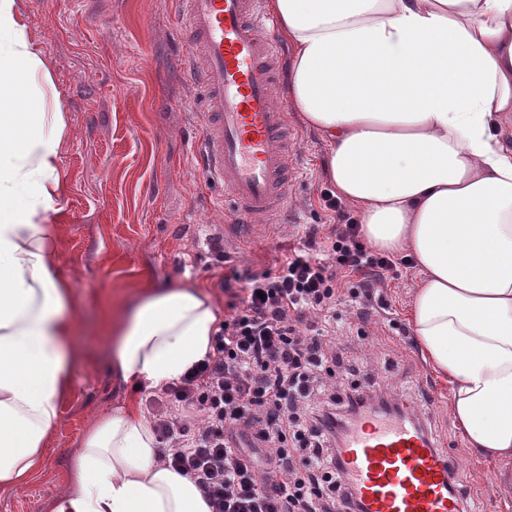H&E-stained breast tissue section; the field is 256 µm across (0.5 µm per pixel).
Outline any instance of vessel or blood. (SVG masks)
Wrapping results in <instances>:
<instances>
[{
  "label": "vessel or blood",
  "mask_w": 512,
  "mask_h": 512,
  "mask_svg": "<svg viewBox=\"0 0 512 512\" xmlns=\"http://www.w3.org/2000/svg\"><path fill=\"white\" fill-rule=\"evenodd\" d=\"M182 43L199 64L198 147L207 178L224 187L226 217L241 230L288 207V114L272 89L281 48L266 37L260 0H182ZM342 480L363 512H463L450 456L416 420L372 411L342 448Z\"/></svg>",
  "instance_id": "obj_1"
}]
</instances>
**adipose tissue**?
<instances>
[{"mask_svg": "<svg viewBox=\"0 0 512 512\" xmlns=\"http://www.w3.org/2000/svg\"><path fill=\"white\" fill-rule=\"evenodd\" d=\"M288 43V102L328 144L325 173L376 249L411 254L416 341L448 381L466 444L512 462V0H267ZM17 0H0V489L37 478L79 347L55 274L62 111ZM202 287H148L108 318L114 365L161 389L208 354ZM47 512H211L158 460L135 404L96 418Z\"/></svg>", "mask_w": 512, "mask_h": 512, "instance_id": "1", "label": "adipose tissue"}]
</instances>
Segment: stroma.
Wrapping results in <instances>:
<instances>
[{
    "instance_id": "obj_1",
    "label": "stroma",
    "mask_w": 512,
    "mask_h": 512,
    "mask_svg": "<svg viewBox=\"0 0 512 512\" xmlns=\"http://www.w3.org/2000/svg\"><path fill=\"white\" fill-rule=\"evenodd\" d=\"M29 36L54 80L68 121L60 145L63 207L54 267L80 302L75 317L82 357L70 399L32 483L0 489V512H46L69 483L68 461L91 421L127 403L144 405L147 389L124 381L112 363L106 321L132 305L145 286L198 284L219 307L223 268H211L210 241L222 239L237 271L259 269L302 243L313 224L329 223L331 193L325 140L289 112L293 159L288 210L248 236L226 231L221 185L204 182L193 152L200 130L194 90L181 61L179 0H19ZM422 274L401 268L385 288L389 306L359 321L336 308L343 339L337 387L359 385L413 405L438 449L460 462L455 488L469 512H501L512 486L499 483V463L467 448L449 408V386L417 345L409 318Z\"/></svg>"
}]
</instances>
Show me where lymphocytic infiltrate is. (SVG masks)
Wrapping results in <instances>:
<instances>
[{"label":"lymphocytic infiltrate","mask_w":512,"mask_h":512,"mask_svg":"<svg viewBox=\"0 0 512 512\" xmlns=\"http://www.w3.org/2000/svg\"><path fill=\"white\" fill-rule=\"evenodd\" d=\"M330 229L218 286L229 312L208 355L148 399L160 459L191 477L212 512H361L341 480L347 427L388 407L356 388L337 391L336 307L359 319L385 303L398 258L369 250L338 198Z\"/></svg>","instance_id":"1"}]
</instances>
